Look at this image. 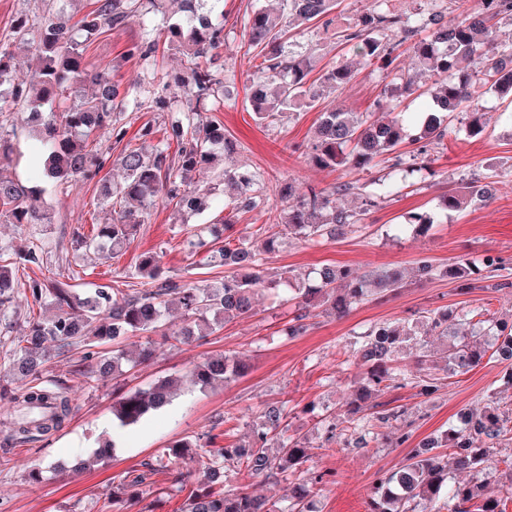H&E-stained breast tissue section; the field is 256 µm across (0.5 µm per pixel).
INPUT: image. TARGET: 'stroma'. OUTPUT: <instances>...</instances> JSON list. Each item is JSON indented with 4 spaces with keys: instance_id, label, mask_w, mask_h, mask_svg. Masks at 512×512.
Segmentation results:
<instances>
[{
    "instance_id": "35a3bbf8",
    "label": "stroma",
    "mask_w": 512,
    "mask_h": 512,
    "mask_svg": "<svg viewBox=\"0 0 512 512\" xmlns=\"http://www.w3.org/2000/svg\"><path fill=\"white\" fill-rule=\"evenodd\" d=\"M275 6L276 0H224V44L220 49L226 76L233 79L235 95L208 110L223 123L227 134L239 142L237 152L226 158L229 167H247L263 174L268 186L293 182L299 191L307 187L325 188L338 182L365 186L387 168L389 156L378 159L375 168L334 171L316 167L307 151L313 140L321 112L345 109L373 113L380 120L390 114L416 110L420 102L412 96L390 100L386 109H375L388 84V75L416 78L417 70L409 46H402L389 69L379 64H363L350 47L337 44L333 32L310 28L295 32L298 53L311 57L313 75L328 67L350 65L354 77L345 87L327 92L314 106L297 115L286 114L272 122L256 124L247 101L255 60L248 50L243 22L252 6ZM89 8V0H0V40H7L17 18L46 12H64L79 19ZM142 19L130 17L122 28L109 31L95 41L86 53L89 64L108 65L121 87L137 90L142 99L160 92V79L183 72L182 57L175 52L157 53L153 62L127 57L128 46L138 40ZM507 100L487 93L477 99L485 128L475 137L467 136L459 122L449 124L442 144L432 149L426 161L432 177L408 178L398 194L388 197L367 211L361 224L345 229L333 240L307 242L286 236L272 253L266 254V276H278L276 289L261 290L255 313L225 323L205 339L188 345H171L161 333L126 337L122 347L138 356L145 345H152V357L137 364L119 380H105L97 388H87L76 367L79 356L55 358L43 377L64 388L75 400V411L65 427L34 442L0 449V512H102L112 498V483L125 473L155 462L163 448L187 440L200 445L239 444L250 435L264 407L281 403L288 407V433L311 448L310 472L328 473L329 482L313 486L309 497L313 512H364L365 501L381 471L398 468L409 448L422 438L440 437L448 427L458 425V415L466 409L483 407L489 395H496L501 410L512 409V389H504L502 378L512 365L497 361L495 342H488V353L467 371L444 377L439 391L421 395L413 379L426 376V367L414 356L401 362L410 377L409 385L393 388L381 396V403L400 406L406 424L384 430L374 448L346 447L343 439H326L320 419L343 415L351 386L360 370L349 363L354 342L371 325L384 321L412 322L422 312L448 311L460 314L474 309L488 310L491 317L512 322V288L502 290H460V281L448 278L445 270L457 259L480 260L495 255L512 260V181L497 184L495 196L469 205L463 211H444L440 205L449 189L460 188L475 176H488L512 170V122L501 120ZM169 113L158 111L124 112L117 123L126 130L123 141H116L111 129L97 136V148L105 159L102 177L119 183L123 172L116 163L125 146H138V129L151 123L167 127ZM51 223L17 227L0 223V244L25 248L30 235L50 241L52 252L46 265L30 270L33 278L61 273L72 277L80 291L95 285L124 287L129 282L142 253L160 257L162 277L183 282L216 279L225 275L222 267L212 266L208 249L187 254L185 240L208 224L224 225L230 241L246 240L262 249L260 225L285 215L289 202L269 194L264 207L235 216L225 222L222 213L209 210L181 221L171 206L160 204L151 210L133 240L113 254L99 255L79 249L78 236H92L104 223L93 182H71L65 192L48 197ZM421 211L436 216L433 229L425 235L406 227L407 213ZM437 267L436 276L415 280L409 273L418 260ZM326 264L346 266L361 273L374 267H387L408 274L404 288L395 293L372 297L353 305L339 317L317 308L307 320L306 332L287 333L289 322L298 312L294 299L299 275ZM292 278H285V271ZM234 353L251 367L249 374L221 386L200 388L190 380L194 365L216 353ZM178 376L183 380L180 394L163 412L140 424L122 429L120 445L109 458L92 460L91 455L103 434L112 430V392L147 387L157 379ZM314 412H307V405ZM409 433L407 444H399L402 433ZM86 459L85 470L74 471L77 459ZM46 471L43 483L27 479L29 469Z\"/></svg>"
}]
</instances>
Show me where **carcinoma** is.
Instances as JSON below:
<instances>
[{"label": "carcinoma", "instance_id": "obj_1", "mask_svg": "<svg viewBox=\"0 0 512 512\" xmlns=\"http://www.w3.org/2000/svg\"><path fill=\"white\" fill-rule=\"evenodd\" d=\"M160 12L169 0H93L92 8L80 20L70 24L54 15L25 17L17 20L12 37L0 42V170L9 165L13 154L14 131L6 128L5 106H18L25 112L40 114L30 123L38 136L39 159L45 177L53 182V190H63L76 178L91 180L103 166L96 149L97 132L116 123L120 112H140L144 109H171L167 91L177 88L195 99L197 107L187 112L171 114L166 138L153 143L156 130L147 122L137 133L142 141L138 147L128 146L119 158L125 171L122 184L102 187L101 200L105 207H114V200L134 203L113 211L112 218L97 226V233L80 244L94 251L114 250L130 243L137 227L144 223L151 208L166 203L183 214L200 215L213 202L216 188L200 192L188 183L191 172L215 166L217 157L235 152L237 144L224 133V125L205 120L198 105L210 98L225 96L224 75L214 51L224 43V0H178L189 13L187 19L167 29L168 45L185 59L187 76L174 75L163 84L161 94L150 103L129 91H120L107 65L91 67L86 61L87 48L106 31L122 24L142 8ZM276 12L257 8L246 18L244 29L248 50L259 60L251 84L249 102L255 119L262 124L286 112H297L312 106L318 94L308 76L312 62L308 58L285 54L283 43L288 34V21L311 28L327 26L326 17L334 0H279ZM468 0H455L458 14L452 18L442 12L422 10L408 15L365 13L340 31V42L353 46L356 54L367 62L381 61L387 66L392 54L405 41L413 40L411 49L422 70L439 78L440 83L430 93L431 102L418 112L405 117L398 113L386 121H374L357 112L334 110L324 112L317 125L316 140L311 145L312 162L323 169L348 167L367 170L376 159L393 153L408 140L417 144L413 154L393 157L390 171L375 179L365 194L364 206L374 207L377 200L400 191L410 173L422 177L431 175L425 161L419 157L427 152L424 139L441 141L445 136L442 124L465 117L468 136L483 132V114L473 105L472 88L476 84L501 98L512 99V43L503 44L496 38V23L505 16L512 18V0H478V7H465ZM33 48L42 59L35 81L16 84L10 78V48ZM157 42L150 34L127 50L130 58L146 60L156 52ZM352 70L346 65L326 69L316 79L320 86L336 89L348 84ZM96 87L94 96L82 94L83 87ZM177 151L170 153V142ZM217 185L234 190L228 203L235 213H248L265 203L267 186L264 177L248 168L224 169L216 175ZM355 189L350 182L328 188L308 187L295 195L292 183L276 184L277 193L293 203L288 213L273 225L263 229L267 234L266 249L278 245L283 225L288 232L306 240L334 238L336 232L361 222L365 210H353L336 205V196ZM493 183L479 179L469 183L464 191L452 189L442 197L445 210L457 211L478 199L491 195ZM46 186L23 182L0 174V222L4 224H49L50 211L46 202ZM406 223L424 233L435 224L427 212H411ZM49 243L33 238L25 249L13 251L0 247V307L12 301L20 267L43 265ZM213 258L232 269L224 279L205 285L180 283L159 278V259L155 253L140 255L135 266L140 287L126 291L100 285L91 292L80 293L72 285L56 278L31 280V304L50 303L55 309L51 319L31 317L21 337L24 346L9 358V368L25 378L17 387L0 384V399L14 404L18 418L9 422L4 442L12 445L44 436L62 428L73 411L68 392L42 380L44 365L55 357L74 351L82 352L84 367L80 376L87 385L96 384L109 376L123 372L127 355L118 346L122 336L154 333L160 328L168 304L174 295L183 314L182 325L168 334L179 343L199 339L225 322L248 316L253 310L258 286L265 283L263 258L246 242L215 250ZM482 265L494 273L498 281L494 288H512L509 267L499 256H487ZM472 264L467 260L448 264L445 274L455 280H468ZM403 287V275L385 269H374L360 276L346 267L327 266L318 270L313 282L298 289V299L304 308L328 303L338 314L353 305L385 291ZM480 312L472 310L459 317L471 326L470 334L448 349V371L457 373L479 364L485 350V336L502 338L499 349H512V326L492 318L472 321ZM449 317L436 313L421 327L394 322L374 325L350 351L354 363L361 369L358 385L348 403L346 417L341 421H323L328 439L346 436L354 448L370 447V439L381 429H390L403 420L405 411L398 407L378 410L372 416L370 433L360 422L365 411L375 407L373 400L391 388L409 383L398 365V355L411 347L424 348L419 334L448 331ZM249 366L230 355H216L196 365L192 370L195 382L203 387L216 382L239 378ZM177 379L167 377L144 389L128 391L112 402V422L120 426L134 425L153 411L165 407L174 394ZM496 396L481 409H472L461 419V425L451 427L431 448L411 449L403 464L378 474L365 512H504L502 500L484 493L489 477V449L496 441L512 432L509 418L495 406ZM288 412L282 406L271 405L263 413L259 428L249 445H232L208 449L207 461L198 470L199 477L189 486L184 512H271L264 499L245 486L233 493L220 492L215 485L225 473L246 472L250 476L268 479H288L301 470L310 458V449L295 439H279ZM484 443V447L476 443ZM189 441L170 446L164 452L166 468L189 460ZM448 449V453L441 449ZM472 473L467 482L448 484V464ZM448 497L440 499L442 489ZM154 494L147 474L131 473L112 487V512H130L131 506ZM309 490L294 487L289 512H309L306 499Z\"/></svg>", "mask_w": 512, "mask_h": 512}]
</instances>
